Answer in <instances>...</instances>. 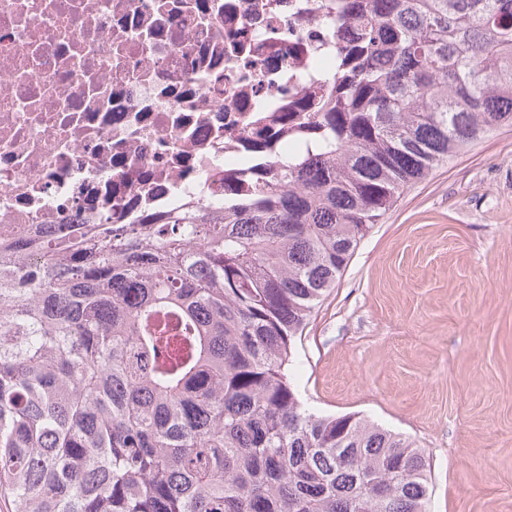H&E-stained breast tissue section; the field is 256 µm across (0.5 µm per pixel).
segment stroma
Segmentation results:
<instances>
[{
	"label": "stroma",
	"mask_w": 512,
	"mask_h": 512,
	"mask_svg": "<svg viewBox=\"0 0 512 512\" xmlns=\"http://www.w3.org/2000/svg\"><path fill=\"white\" fill-rule=\"evenodd\" d=\"M320 415L400 433L431 512H512V129L407 189L295 346Z\"/></svg>",
	"instance_id": "stroma-1"
}]
</instances>
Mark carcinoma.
I'll list each match as a JSON object with an SVG mask.
<instances>
[{
	"mask_svg": "<svg viewBox=\"0 0 512 512\" xmlns=\"http://www.w3.org/2000/svg\"><path fill=\"white\" fill-rule=\"evenodd\" d=\"M301 153L222 211L0 242L10 512H429L427 460L309 412L294 345L401 194L512 128V0H336Z\"/></svg>",
	"mask_w": 512,
	"mask_h": 512,
	"instance_id": "cac0c4a2",
	"label": "carcinoma"
}]
</instances>
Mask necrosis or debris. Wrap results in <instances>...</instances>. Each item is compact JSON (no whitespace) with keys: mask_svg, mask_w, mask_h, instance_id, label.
I'll list each match as a JSON object with an SVG mask.
<instances>
[{"mask_svg":"<svg viewBox=\"0 0 512 512\" xmlns=\"http://www.w3.org/2000/svg\"><path fill=\"white\" fill-rule=\"evenodd\" d=\"M335 0H0V240L220 210L336 62Z\"/></svg>","mask_w":512,"mask_h":512,"instance_id":"necrosis-or-debris-1","label":"necrosis or debris"}]
</instances>
